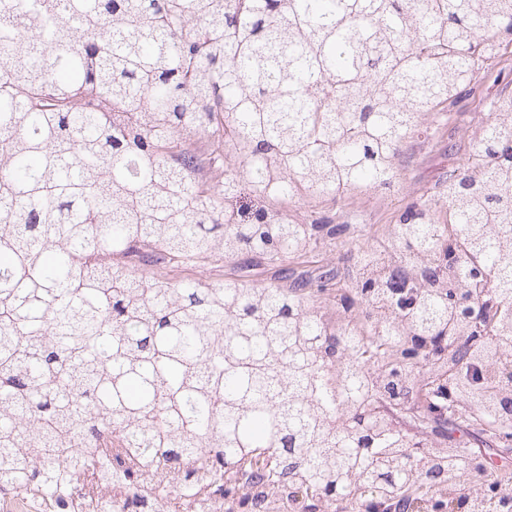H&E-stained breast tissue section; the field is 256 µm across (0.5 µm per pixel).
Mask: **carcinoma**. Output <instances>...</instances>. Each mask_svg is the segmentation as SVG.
<instances>
[{"label":"carcinoma","mask_w":512,"mask_h":512,"mask_svg":"<svg viewBox=\"0 0 512 512\" xmlns=\"http://www.w3.org/2000/svg\"><path fill=\"white\" fill-rule=\"evenodd\" d=\"M503 43L512 0H0V494L509 512L456 433L512 429V96L396 223L343 214ZM338 248L322 288L170 277Z\"/></svg>","instance_id":"1"}]
</instances>
